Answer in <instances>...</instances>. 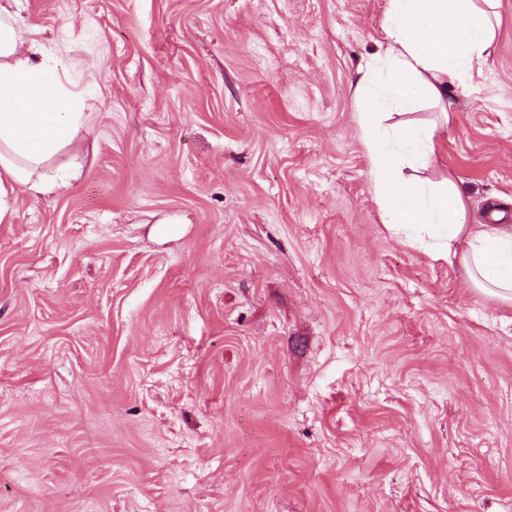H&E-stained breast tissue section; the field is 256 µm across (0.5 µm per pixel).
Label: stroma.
Masks as SVG:
<instances>
[{"label":"stroma","instance_id":"1","mask_svg":"<svg viewBox=\"0 0 512 512\" xmlns=\"http://www.w3.org/2000/svg\"><path fill=\"white\" fill-rule=\"evenodd\" d=\"M386 0H14L85 96L0 223V512H512V305L382 224ZM421 177L512 210V0Z\"/></svg>","mask_w":512,"mask_h":512}]
</instances>
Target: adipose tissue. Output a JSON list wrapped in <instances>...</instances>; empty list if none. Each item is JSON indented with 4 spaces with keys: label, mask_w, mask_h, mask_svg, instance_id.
Segmentation results:
<instances>
[{
    "label": "adipose tissue",
    "mask_w": 512,
    "mask_h": 512,
    "mask_svg": "<svg viewBox=\"0 0 512 512\" xmlns=\"http://www.w3.org/2000/svg\"><path fill=\"white\" fill-rule=\"evenodd\" d=\"M499 0H387L385 41L355 84L359 133L371 160V189L383 223L417 240L435 231L461 245L468 283L512 303V232L470 224L461 191L450 181L418 177L435 152L436 127L395 123L394 110L428 99L448 109V86L486 64ZM88 119L49 49L0 6V223L9 198L68 186L70 171L43 173Z\"/></svg>",
    "instance_id": "1"
}]
</instances>
